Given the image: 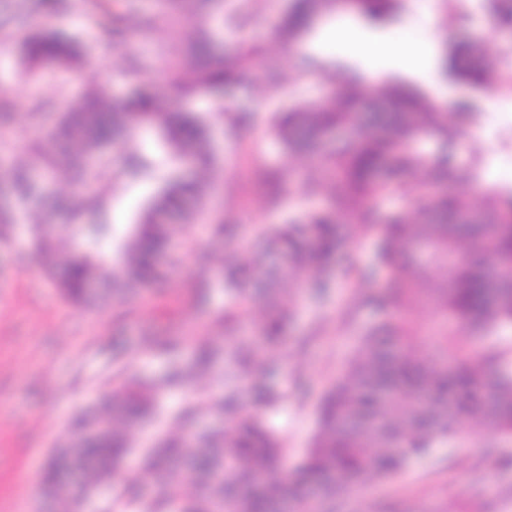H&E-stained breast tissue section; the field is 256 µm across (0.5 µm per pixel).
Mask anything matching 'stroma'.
Here are the masks:
<instances>
[{
  "mask_svg": "<svg viewBox=\"0 0 512 512\" xmlns=\"http://www.w3.org/2000/svg\"><path fill=\"white\" fill-rule=\"evenodd\" d=\"M288 5L289 0H224V23L213 38L214 53L247 58L255 82L230 96L229 104L251 113V121L228 130L224 116L214 113L210 96L180 101L187 110L212 115L222 186L208 205L223 207L226 222L238 226L243 245L255 244L258 227L284 223L290 209L266 210L253 187L255 165L279 169L292 186L298 171L315 160L310 153L287 155L267 125L271 113L293 102L317 103L327 96L329 77L307 71L305 59L314 55L337 60L357 73L363 68L340 48L316 41L314 32L291 44L282 41L276 26ZM348 18L369 39L430 43V56L420 70L391 66L388 78L413 83L445 108L469 101L482 119L478 128L459 132L452 163L461 172L482 163L486 181L512 186V90L496 93L468 86L447 77L443 68L446 37L452 33L473 43L490 69L512 74V31L500 30L471 0H401L394 18L381 26L356 12ZM199 26L187 13L177 33L160 30L118 47L102 38L88 43L83 61L70 69L46 65L32 73L17 43L0 36V87L9 89L15 106L14 133L0 138V162L25 156L30 139L42 136V129L30 126L28 108L49 76H58L72 98L86 79H93L110 86L117 103L134 88L124 74L127 59L147 51L153 64L147 80L161 103L175 100L165 77L168 49L175 40L185 45L195 41ZM271 57L278 59L289 85L268 88L265 63ZM178 171L177 165H166L149 183L113 179L112 221L117 230L135 223L152 192ZM5 205L14 222L0 230L11 239L9 249L0 250V512H56V504L42 495L39 478L53 448L72 439L74 416L95 407L116 372L157 378L188 357L184 348L143 349V337L200 336L224 310H234L238 320L245 321L260 316L264 303L255 295L240 304L225 293L224 281L210 262L224 252L225 240L198 230L171 237L160 256L158 281L117 299L103 317L85 315L60 296L29 246V224H65L68 216L28 209L12 197ZM376 251L373 238L355 243L356 267L371 274L359 285L341 276L318 295L293 278L282 282L290 291H301L302 297L286 328L289 349L281 354L275 377L285 397L267 409L264 418L279 434L289 464L306 455L319 400L354 339L384 317L373 301L385 282ZM343 512H512V440L475 425L473 435L455 445L438 444L409 459L398 480L354 494Z\"/></svg>",
  "mask_w": 512,
  "mask_h": 512,
  "instance_id": "1",
  "label": "stroma"
}]
</instances>
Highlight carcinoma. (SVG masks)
I'll return each mask as SVG.
<instances>
[{
  "label": "carcinoma",
  "mask_w": 512,
  "mask_h": 512,
  "mask_svg": "<svg viewBox=\"0 0 512 512\" xmlns=\"http://www.w3.org/2000/svg\"><path fill=\"white\" fill-rule=\"evenodd\" d=\"M141 0H23L13 11H0V33L20 43L29 66L43 63L66 66L81 55L79 47L39 31L45 14L76 12L97 18L85 41L104 33L115 43L134 31L146 36L171 24L174 16L192 9L204 19L223 6V0H160L153 11ZM400 0H291L278 31L294 42L309 31L322 10L347 9L373 21L392 14ZM498 26L512 30V0H485ZM210 43L191 47L201 56L198 69L177 66L166 70L177 101L163 109L153 85L143 82L149 64L133 61L127 76L135 82L121 104L109 103L105 86L90 82L81 98L72 102L55 86L41 88L29 115L37 122L51 108L60 113L51 139L64 144L71 156L78 191L70 196L71 224L53 229L29 225L31 248L42 259L45 273L57 280L62 295L89 312L101 313L118 287L136 289L157 274V258L170 233L166 217L182 209L214 167L212 125L201 113L182 109L178 100L207 93L214 109L224 112V94L252 80L249 66L239 60L212 62L205 58ZM456 80L484 86L489 68L467 41L449 42V69ZM380 106L374 126L361 123L359 106ZM10 91L0 88V127L11 124ZM456 121L424 96L405 85L366 84L341 76L338 87L319 104L300 103L274 114L271 130L293 154L307 150L321 155V167L304 173L301 193L321 198L327 206L306 211L287 224L262 229L265 252L279 254L285 269L266 268L260 256L228 247L221 260L224 290L246 298L261 283L270 312L252 323L247 336L236 334L235 319L224 310L213 320L218 331L195 344L186 365L172 367L158 379L127 378L116 374L108 399L78 427L90 437L83 448V485L88 491L112 492L114 466L135 447L134 430L164 416L166 431L141 449L134 481H146L157 490L144 500L126 501L129 512H341L344 498L356 485L369 480H394L409 457L421 448L451 441L460 430L483 420L512 438V354L492 353L481 343L512 326V187L484 191L481 222L459 220L467 206L461 196L448 195L460 177L450 159L417 150L421 139L451 147L459 126L478 125L476 113L457 112ZM147 126L157 132L152 149L130 144L127 132ZM120 143L117 156L107 152ZM47 174L58 167L57 155L43 141L30 144ZM169 160L191 167L193 178H170L148 199L138 222L128 225L113 243L107 219L109 196L97 184L112 181V166L126 177L156 171ZM423 171L427 178L410 198L409 212L378 216V205L389 195H401L406 178ZM256 177L269 206L292 192L278 174L262 167ZM12 194L26 206L40 210L50 197L36 190L27 163L12 162L0 171V196ZM365 234L377 240V262L388 280L376 302L384 310L402 314L366 331L345 371L324 394L317 428L304 459L295 466L285 461L277 433L267 425L262 410L275 406L282 393L269 383L250 389L245 383L278 370L275 354L286 346L284 326L294 317L296 300L278 287L292 273L318 293L330 287L335 272L350 276L355 240ZM445 269L443 283L430 286V271ZM429 296L436 310L451 313L456 324L476 339L458 351L454 366L440 359L442 348L424 351L409 318L419 300ZM486 360L496 365L493 378L477 368ZM191 389L194 397L179 410L167 413L162 398ZM201 414L225 419L224 427L193 431ZM65 464L62 452L53 453L41 474L47 493ZM194 471L205 487L198 497H183L181 485Z\"/></svg>",
  "instance_id": "carcinoma-1"
}]
</instances>
